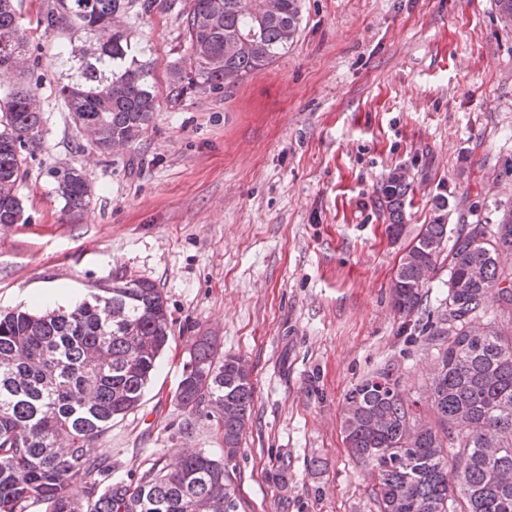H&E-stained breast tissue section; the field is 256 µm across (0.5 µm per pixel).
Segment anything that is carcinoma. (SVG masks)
<instances>
[{
  "instance_id": "carcinoma-1",
  "label": "carcinoma",
  "mask_w": 512,
  "mask_h": 512,
  "mask_svg": "<svg viewBox=\"0 0 512 512\" xmlns=\"http://www.w3.org/2000/svg\"><path fill=\"white\" fill-rule=\"evenodd\" d=\"M177 11L185 55L172 71L177 99L221 94L272 63L298 33L300 0H51L35 24L0 0V224L23 217L18 185L23 151L43 136L38 86L23 77L35 38L58 35L59 89L75 127L104 153L139 140L158 108L151 46L131 42L122 18ZM69 212L89 204L87 175L54 173ZM389 229L401 231L409 183L392 174L381 189ZM448 313L425 325L439 346L427 402L418 421L399 384L381 388L383 369L345 397L342 429L352 454L377 472V512H512V330L474 333L492 300L512 310V210L494 229L472 224L448 242V225H423L398 268L391 291L401 315L423 312L425 284L445 245ZM173 339L155 283L116 278L74 307L0 312V512H240L236 460L254 401L252 370L240 355L196 337L175 394L179 409L212 421L222 454L193 448L172 464L149 462L137 478L101 486L109 469L93 448L112 421L135 410ZM81 484V494L73 492Z\"/></svg>"
}]
</instances>
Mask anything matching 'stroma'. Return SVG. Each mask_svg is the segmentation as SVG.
<instances>
[{
	"label": "stroma",
	"mask_w": 512,
	"mask_h": 512,
	"mask_svg": "<svg viewBox=\"0 0 512 512\" xmlns=\"http://www.w3.org/2000/svg\"><path fill=\"white\" fill-rule=\"evenodd\" d=\"M156 47L164 94L129 147L89 151L57 93L56 39L31 50L43 138L26 149L24 220L0 224V310L80 301L114 278L161 288L174 339L141 407L95 443L105 483L189 448L220 453L174 395L196 337L248 360L255 395L236 463L245 512H376L374 477L341 430L346 393L388 367L425 401L438 347L391 307L434 198L451 229L512 209V26L496 0H302L286 54L224 94L170 99L176 14L131 24ZM84 167L87 208L64 214L54 173ZM406 169L399 238L380 188Z\"/></svg>",
	"instance_id": "stroma-1"
}]
</instances>
